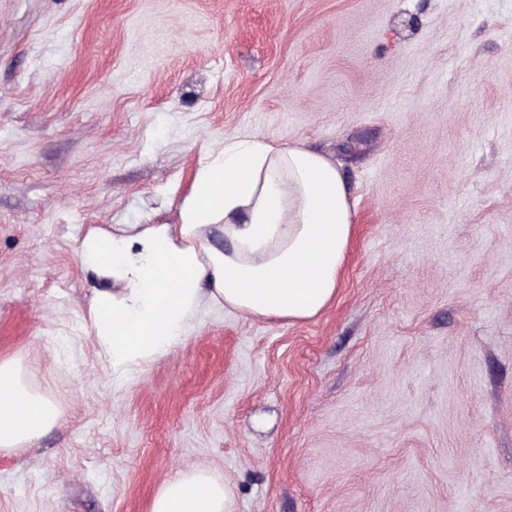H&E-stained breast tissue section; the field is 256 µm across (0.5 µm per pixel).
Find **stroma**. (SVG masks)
<instances>
[{
  "instance_id": "obj_1",
  "label": "stroma",
  "mask_w": 512,
  "mask_h": 512,
  "mask_svg": "<svg viewBox=\"0 0 512 512\" xmlns=\"http://www.w3.org/2000/svg\"><path fill=\"white\" fill-rule=\"evenodd\" d=\"M297 142L355 209L290 323L204 305L112 379L89 229L173 224L205 149ZM63 410L0 512H512V0H0V358ZM233 492L208 470L191 469L169 480L155 496L151 512H233Z\"/></svg>"
}]
</instances>
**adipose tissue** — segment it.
<instances>
[{
	"instance_id": "1",
	"label": "adipose tissue",
	"mask_w": 512,
	"mask_h": 512,
	"mask_svg": "<svg viewBox=\"0 0 512 512\" xmlns=\"http://www.w3.org/2000/svg\"><path fill=\"white\" fill-rule=\"evenodd\" d=\"M176 224L89 231L76 254L85 271L115 282L93 296L87 324L116 379L166 356L203 303L261 318L304 322L339 285L355 212L336 165L306 147L227 137L209 150ZM228 242H210L214 226ZM210 292H203L202 282ZM62 418L31 390L20 360L0 359V451L34 444ZM233 492L208 470L169 480L151 512H232Z\"/></svg>"
}]
</instances>
